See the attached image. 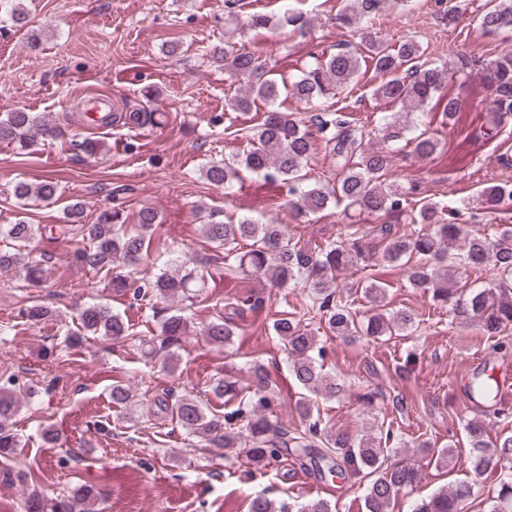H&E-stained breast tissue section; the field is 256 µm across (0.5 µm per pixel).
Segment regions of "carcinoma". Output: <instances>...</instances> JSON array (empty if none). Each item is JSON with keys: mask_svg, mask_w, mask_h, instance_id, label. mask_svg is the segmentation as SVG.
Listing matches in <instances>:
<instances>
[{"mask_svg": "<svg viewBox=\"0 0 512 512\" xmlns=\"http://www.w3.org/2000/svg\"><path fill=\"white\" fill-rule=\"evenodd\" d=\"M336 20L348 28H364L363 41L374 72L373 96L400 111L383 116L375 129L357 125L354 118L326 105L355 82L360 73L359 56L339 50L315 59L297 78L278 81L271 77L268 65L253 52L224 49L214 55L224 63V70L239 83V90L230 100L232 110L248 113L261 101L270 106L262 123L246 130L249 145L233 161L214 162L205 168L206 179L215 186H228L240 179V171L261 178L269 185L285 188L288 204L296 215L305 217L327 208L330 202L345 203L383 219L380 226L367 230L361 224H349L345 234L317 249H310L293 240L279 224L260 222L244 217L233 223L211 220L201 225L202 236L224 248V268L265 279L282 287L290 281L304 279L306 301L318 307L319 322L338 336L365 335L406 336L414 328L416 317L407 309H391L385 289L365 276L352 282L338 281V273L347 269L368 270L380 263L405 268L406 287L431 295L434 302L448 304L453 299L456 319L476 323L490 338L502 334L512 323V289L507 287H471L456 289L458 277L470 272L492 269L503 278H512V224H502L494 235L478 233L471 225L460 222L465 210L495 213L512 201V184L486 186L477 196L461 199L451 206L424 200L416 203L418 185L410 180L402 185L389 180L393 166L389 143L405 142L411 153L420 158L434 154L440 141L430 125L411 119L430 101L441 112V120L453 121L460 111L458 97L438 96L452 69L423 58L424 50L413 39L390 44L371 31L375 19L386 8L388 0H345ZM441 19L456 21L464 11L457 0H434ZM16 25L27 20L24 0H0V14ZM479 23L488 32L507 30L512 23V0H487L479 14ZM488 91L491 107L485 115L487 129L493 131L512 115V50H505L488 66ZM299 101H320L323 108L308 119L283 112L273 104L281 96ZM54 133L52 127L40 122L30 112L15 110L0 114V142L21 149L30 147L44 136ZM322 149L336 164V185L331 188L306 184L305 169L316 151ZM58 192L52 180L37 183L26 180L14 184L15 199L29 202H50ZM137 227L129 232L120 209L103 211L94 224L82 223V205L72 203L57 229L63 236L77 237L81 245L73 253V261L87 271L106 269L111 272L109 287L119 296L144 298L153 293L167 298L178 308L166 317L161 326L164 368L174 373L180 356L172 351L189 330L187 317L179 305L198 297L206 286L209 273L189 268L178 262L152 279L141 281L124 273L143 259L145 244L160 226L156 211L139 210ZM399 224L417 226L408 233ZM47 226L1 224L0 237L9 246L0 250V271L14 272L26 288H38L47 279L44 262L31 257L37 236ZM367 299L372 313L358 319L356 302ZM32 325L56 316V311L36 301L20 311ZM79 335L91 339L121 341L133 335L123 316L105 304H89L77 316ZM238 327L231 317H220L204 330L208 343L226 346L237 335ZM274 335L288 346L290 373L304 394L297 402L303 419L302 429L283 428L273 419L278 402V384L261 364L249 368L251 384L242 388L238 381L226 377L216 382L214 390L228 401L238 400L236 408L214 414L196 396L185 394L171 407L177 424L189 436L204 441H220L226 448H238L245 457L263 466H271L286 453L309 458L310 466L320 478L350 474L366 481L363 496L364 512H390L399 495L415 487L421 480L418 466L410 463L387 464L392 456L411 447L397 440L388 430L383 436L367 435L353 441L345 433L322 426L313 416L314 403L340 397L344 385L323 369L325 347L318 344L314 333L302 324L301 318L285 316L272 323ZM470 390L479 394L478 401L494 406L498 390L484 372L474 375ZM113 406L128 408L134 404L132 388L120 380L112 384ZM21 407L15 389L0 385V479L14 480L11 462L21 438L14 419ZM463 430L469 447L473 472L499 474L496 494L484 501L483 512H512V430L503 429L490 436L488 423L481 417L468 419ZM417 447L425 449L437 464H445L453 456V444L435 448L428 441ZM476 499L475 483L460 480L417 501L412 512H466ZM25 512H99L97 498L90 488H74L49 497L34 493L23 504ZM248 512H283V508L263 495L253 497Z\"/></svg>", "mask_w": 512, "mask_h": 512, "instance_id": "obj_1", "label": "carcinoma"}]
</instances>
